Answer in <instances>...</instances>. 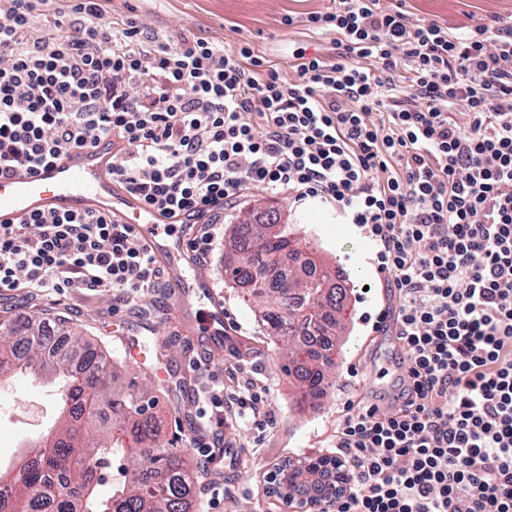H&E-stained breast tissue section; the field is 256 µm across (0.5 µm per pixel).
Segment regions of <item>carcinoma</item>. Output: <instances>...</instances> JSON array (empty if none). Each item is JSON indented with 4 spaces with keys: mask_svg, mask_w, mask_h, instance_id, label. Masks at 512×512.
Listing matches in <instances>:
<instances>
[{
    "mask_svg": "<svg viewBox=\"0 0 512 512\" xmlns=\"http://www.w3.org/2000/svg\"><path fill=\"white\" fill-rule=\"evenodd\" d=\"M232 247L237 259L226 270L230 281L250 297L272 301L262 324L291 341L283 371L303 395L323 390L347 290L320 287L332 273L312 258L304 275L294 274L300 250L273 218L237 225ZM308 305L319 310L315 323L302 314ZM72 342V349L58 350L42 323L0 320V377L16 370L56 378L64 416L16 474L0 472V489L22 486L33 493L0 494V512H188L190 470L183 454L164 443L143 392L99 393L110 359L76 333Z\"/></svg>",
    "mask_w": 512,
    "mask_h": 512,
    "instance_id": "obj_1",
    "label": "carcinoma"
}]
</instances>
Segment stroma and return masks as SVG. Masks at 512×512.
Returning a JSON list of instances; mask_svg holds the SVG:
<instances>
[{"mask_svg": "<svg viewBox=\"0 0 512 512\" xmlns=\"http://www.w3.org/2000/svg\"><path fill=\"white\" fill-rule=\"evenodd\" d=\"M328 5V0H112L114 9L134 16L149 30L184 29L228 45L249 41L256 51L283 65L284 76L292 80L297 74L287 63L293 50L304 48L326 56L333 51L331 36L314 34L306 24L309 13ZM380 6H399L412 17L437 19L452 28L486 23L495 15L512 16V0H381ZM287 16L293 18V25H284ZM267 210L287 224L297 248L309 249L312 258L339 272V282L349 293L345 328L327 370L329 386L306 398L295 393L282 370L287 342L270 335L243 303L238 289L225 283L224 269L235 253L229 243H222L205 268L238 327L241 345L212 356L211 368L224 382L238 358L258 365L270 389L268 409L276 423L263 432L225 426V455L212 464L224 477V494L219 501H210L200 480H193L191 512L203 507L208 512H301L296 504L274 494V475L289 461L331 455L336 427L350 405L380 395L389 399L398 392L396 370L402 351L395 336L374 328L390 294L382 286L370 242L321 199L294 202L261 187L251 188L239 205L225 210V235H232L243 213ZM113 305L107 293L71 294L57 300L0 297V318L40 315L65 320L70 329L111 354L113 383L125 385L135 379L144 384L171 447L196 456L189 422L197 405L171 392L168 376L174 373L193 380L189 362L193 355L207 353L205 345L200 338L179 334L168 319H158L148 328ZM11 393L27 405L10 412L0 409V466L4 468L14 465L51 431L58 415L50 384L20 374L0 384V398Z\"/></svg>", "mask_w": 512, "mask_h": 512, "instance_id": "obj_1", "label": "stroma"}]
</instances>
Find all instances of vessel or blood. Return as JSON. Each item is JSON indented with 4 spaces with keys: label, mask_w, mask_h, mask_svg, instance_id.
Segmentation results:
<instances>
[{
    "label": "vessel or blood",
    "mask_w": 512,
    "mask_h": 512,
    "mask_svg": "<svg viewBox=\"0 0 512 512\" xmlns=\"http://www.w3.org/2000/svg\"><path fill=\"white\" fill-rule=\"evenodd\" d=\"M112 155L111 141L104 140L0 177V225L21 223L34 213L68 212L103 214L132 225L165 271L181 310L189 311L193 301L202 302L201 319L185 321V328L205 336L212 350L222 351L229 334L224 301L187 247L190 219L162 215L128 191L112 174Z\"/></svg>",
    "instance_id": "1"
}]
</instances>
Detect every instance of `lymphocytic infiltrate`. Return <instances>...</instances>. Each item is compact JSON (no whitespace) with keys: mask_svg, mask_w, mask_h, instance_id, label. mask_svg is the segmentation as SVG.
I'll use <instances>...</instances> for the list:
<instances>
[{"mask_svg":"<svg viewBox=\"0 0 512 512\" xmlns=\"http://www.w3.org/2000/svg\"><path fill=\"white\" fill-rule=\"evenodd\" d=\"M110 2L0 0V175L113 137L128 190L205 215L198 262L252 187L333 203L373 246L395 297L375 327L404 352L395 404L358 402L336 429V512H512V26L333 0L307 21L335 55L294 53L291 81L249 42L157 35ZM167 288L131 225H0L2 297L104 292L134 310ZM191 369L206 461L225 425L271 424L247 360L228 387Z\"/></svg>","mask_w":512,"mask_h":512,"instance_id":"f902f5d3","label":"lymphocytic infiltrate"}]
</instances>
